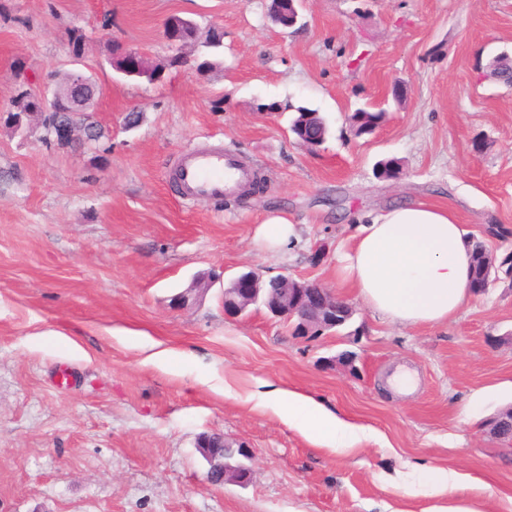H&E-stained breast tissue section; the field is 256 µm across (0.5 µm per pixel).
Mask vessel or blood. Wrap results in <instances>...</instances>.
<instances>
[{
	"label": "vessel or blood",
	"mask_w": 512,
	"mask_h": 512,
	"mask_svg": "<svg viewBox=\"0 0 512 512\" xmlns=\"http://www.w3.org/2000/svg\"><path fill=\"white\" fill-rule=\"evenodd\" d=\"M176 176L184 198L220 200L247 183L251 173L235 154L213 148L184 152Z\"/></svg>",
	"instance_id": "b4317fda"
}]
</instances>
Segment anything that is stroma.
Listing matches in <instances>:
<instances>
[{
    "mask_svg": "<svg viewBox=\"0 0 512 512\" xmlns=\"http://www.w3.org/2000/svg\"><path fill=\"white\" fill-rule=\"evenodd\" d=\"M301 13L288 31L266 0H0V115L68 70L75 29L104 89L90 147L0 118V512H428L438 500L422 478L437 468L478 477L465 495L485 512H512V450L482 430L512 405V346L490 342L512 332V288L495 283L446 325L406 327L336 272L359 218L419 200L512 251V87L486 74L512 56V0H304ZM173 15L202 37L223 29L216 66L177 56L163 36ZM115 45L144 51L160 80L117 74ZM364 104L385 119L359 137L350 117ZM299 106L328 121L316 149L290 131ZM199 145L238 154L266 191L182 199L174 163ZM389 160L397 177L379 178ZM271 213L296 236L265 254L252 238ZM252 269L330 288L354 315L309 340L262 308L226 317L223 282L173 303L197 275ZM151 343L170 367L144 363ZM345 351L356 374L327 363ZM400 366L411 394L388 383ZM266 384L380 439L316 446L247 403ZM205 432L236 441L247 484H207Z\"/></svg>",
    "mask_w": 512,
    "mask_h": 512,
    "instance_id": "obj_1",
    "label": "stroma"
}]
</instances>
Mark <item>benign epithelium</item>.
<instances>
[{
    "label": "benign epithelium",
    "mask_w": 512,
    "mask_h": 512,
    "mask_svg": "<svg viewBox=\"0 0 512 512\" xmlns=\"http://www.w3.org/2000/svg\"><path fill=\"white\" fill-rule=\"evenodd\" d=\"M269 14L273 22L287 30L294 27L299 18L298 0H271ZM124 64L119 72L126 76H136L149 67L146 56L136 50L123 53ZM69 82L62 92L31 91L30 98L38 108L27 116L37 119L42 125L44 111L57 114L48 139L57 144H69L84 139L86 124L78 119L86 117V110L93 100L103 94L93 78L81 69L82 58L72 56ZM220 280L217 274L193 281L177 295L175 302L186 306L191 301L202 298ZM274 288H266L267 280L258 270L239 274L224 287V314L238 318L251 307H263L273 318L291 323L297 334L312 339L325 334L336 326L350 320L354 314L352 306L332 290L319 284L300 282L289 277H276ZM484 432L490 437L512 447V410L501 412L490 418L484 425ZM237 448L239 444L230 441L221 433H205L197 442V449L208 464L206 481L211 486H219L227 481L245 484L250 478V470L243 466H232L224 458L213 452L215 448Z\"/></svg>",
    "instance_id": "1"
}]
</instances>
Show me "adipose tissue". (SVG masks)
I'll return each mask as SVG.
<instances>
[{"mask_svg": "<svg viewBox=\"0 0 512 512\" xmlns=\"http://www.w3.org/2000/svg\"><path fill=\"white\" fill-rule=\"evenodd\" d=\"M472 240L447 209L419 201L389 208L359 225L339 258L340 273L358 296L384 319L404 326H439L454 319L471 296ZM258 407L272 409L314 444L335 450L372 440L371 429L354 424L312 397L288 388L265 392ZM471 475L451 469L428 474L430 495L448 502L432 512H483L460 492Z\"/></svg>", "mask_w": 512, "mask_h": 512, "instance_id": "ef3b65f1", "label": "adipose tissue"}]
</instances>
